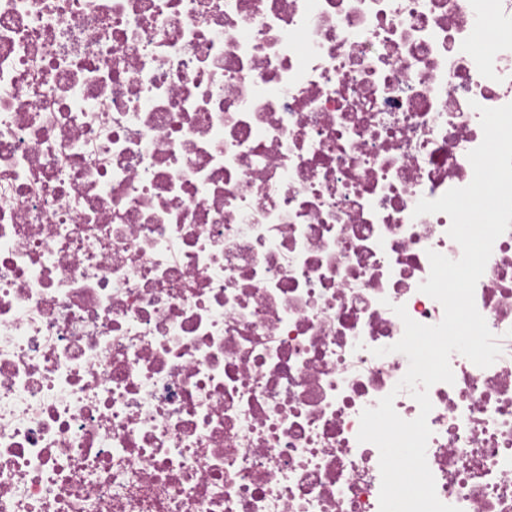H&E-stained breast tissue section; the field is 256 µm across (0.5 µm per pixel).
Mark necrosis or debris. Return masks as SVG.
<instances>
[{"instance_id":"necrosis-or-debris-1","label":"necrosis or debris","mask_w":512,"mask_h":512,"mask_svg":"<svg viewBox=\"0 0 512 512\" xmlns=\"http://www.w3.org/2000/svg\"><path fill=\"white\" fill-rule=\"evenodd\" d=\"M508 103L512 0H0V512H379L374 351L462 254L413 211ZM475 303L426 458L512 512V229Z\"/></svg>"}]
</instances>
